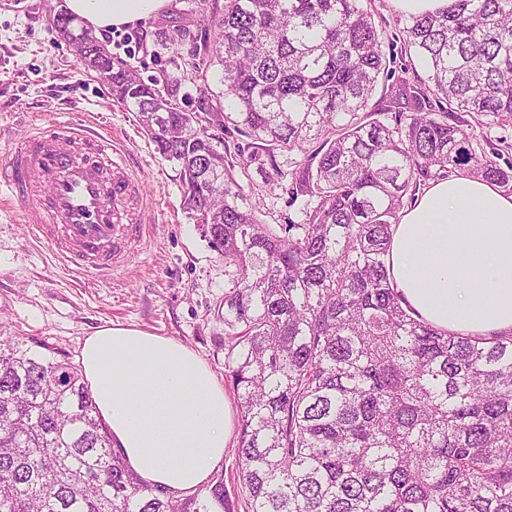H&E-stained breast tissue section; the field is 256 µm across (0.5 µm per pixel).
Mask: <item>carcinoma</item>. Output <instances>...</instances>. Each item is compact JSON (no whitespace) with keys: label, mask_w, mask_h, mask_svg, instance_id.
<instances>
[{"label":"carcinoma","mask_w":512,"mask_h":512,"mask_svg":"<svg viewBox=\"0 0 512 512\" xmlns=\"http://www.w3.org/2000/svg\"><path fill=\"white\" fill-rule=\"evenodd\" d=\"M215 26L194 68L220 65L223 89L194 109L174 102L178 80L140 79L96 36L82 64L179 167L181 210L224 257L245 512H512V332L417 320L387 266L392 226L430 183L465 175L512 193V167L469 123L512 121V0L410 15L387 54L361 0H224ZM208 115L220 134L201 127ZM314 139L290 172L302 222L261 223L239 175L257 163L278 186L277 156ZM0 512L232 504L222 477L190 498L141 484L78 367L0 337Z\"/></svg>","instance_id":"carcinoma-1"}]
</instances>
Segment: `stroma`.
Returning a JSON list of instances; mask_svg holds the SVG:
<instances>
[{
	"label": "stroma",
	"instance_id": "stroma-1",
	"mask_svg": "<svg viewBox=\"0 0 512 512\" xmlns=\"http://www.w3.org/2000/svg\"><path fill=\"white\" fill-rule=\"evenodd\" d=\"M58 0H0V164L30 123L99 114L102 130L123 134L145 197L146 235L111 276H87L62 266L51 248L21 222V208L0 204V334L24 341L51 359L78 361L86 336L105 327L139 329L187 345L224 387L232 413L240 406L224 369V259L211 250L180 209L174 166L161 159L135 113L110 94L106 80L86 71L51 28L47 14ZM224 0H168L156 16L133 23L136 53L122 31L101 39L115 60L142 79L180 78L177 101L195 104L199 85L189 78L192 44L166 47L162 33L182 24L198 30L201 14L220 15ZM242 184L256 217L266 224L301 221L302 202L269 188L256 167Z\"/></svg>",
	"mask_w": 512,
	"mask_h": 512
}]
</instances>
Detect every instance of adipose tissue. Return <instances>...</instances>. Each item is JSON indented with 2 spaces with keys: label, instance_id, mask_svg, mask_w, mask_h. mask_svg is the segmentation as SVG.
<instances>
[{
  "label": "adipose tissue",
  "instance_id": "ef3b65f1",
  "mask_svg": "<svg viewBox=\"0 0 512 512\" xmlns=\"http://www.w3.org/2000/svg\"><path fill=\"white\" fill-rule=\"evenodd\" d=\"M168 0H65L101 33L153 16ZM390 273L415 316L453 333L512 330V194L469 177L431 183L404 209ZM80 363L112 444L150 487L204 488L233 429L224 388L183 343L136 329L88 336Z\"/></svg>",
  "mask_w": 512,
  "mask_h": 512
}]
</instances>
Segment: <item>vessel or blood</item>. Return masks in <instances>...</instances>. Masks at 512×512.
<instances>
[{"mask_svg": "<svg viewBox=\"0 0 512 512\" xmlns=\"http://www.w3.org/2000/svg\"><path fill=\"white\" fill-rule=\"evenodd\" d=\"M1 186L24 200L35 236L86 275L111 273L146 233L124 142L86 114L30 130L0 165Z\"/></svg>", "mask_w": 512, "mask_h": 512, "instance_id": "b4317fda", "label": "vessel or blood"}]
</instances>
